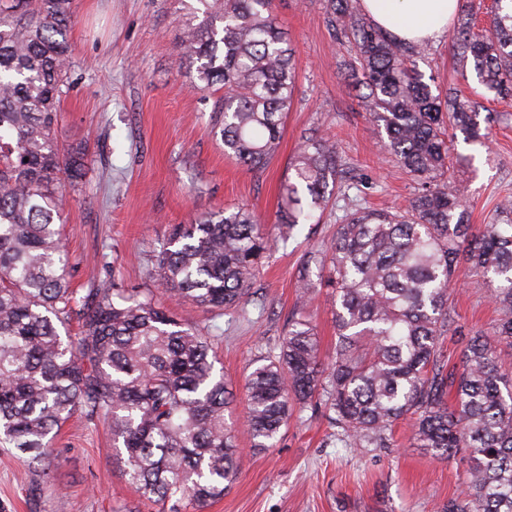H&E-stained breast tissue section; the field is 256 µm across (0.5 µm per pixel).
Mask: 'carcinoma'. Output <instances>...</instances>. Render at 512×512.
Segmentation results:
<instances>
[{"label": "carcinoma", "instance_id": "obj_1", "mask_svg": "<svg viewBox=\"0 0 512 512\" xmlns=\"http://www.w3.org/2000/svg\"><path fill=\"white\" fill-rule=\"evenodd\" d=\"M202 13L180 42L196 65L193 88L224 90L214 126L224 156L258 173L278 149L296 74L272 0H196ZM340 44L355 50L345 79L385 130L381 147L416 181L394 210L355 204L331 240L336 348L320 359L315 325L290 321L278 354L246 381L244 420L255 448L275 445L295 411L319 407L352 448H387L393 427L413 422V444L438 459L468 461L463 496L445 512H512V372L494 341L467 340L460 369L441 345L458 332L450 298L460 262L483 278L502 312L493 335L512 341V200L503 220L465 219L464 188L448 185L450 142L476 143L479 105L434 93L408 44L365 17L358 0H324ZM464 0L450 36L461 69L487 92L512 97V0H495L489 29L474 30ZM75 0H0V444L26 466L27 494L53 481L52 442L77 412L112 430L116 457L141 495L168 512H203L239 475L240 450L226 413L233 402L215 369L211 337L149 289L97 283L76 298L61 255L64 190L85 175L80 146L59 152L56 125L68 85V32ZM282 186L276 226L286 238L318 224L344 175L336 145L311 135ZM272 229L247 204L181 224L156 255L165 294L220 315L244 310ZM311 256L299 270L314 292ZM79 336L63 340L71 314Z\"/></svg>", "mask_w": 512, "mask_h": 512}]
</instances>
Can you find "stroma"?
<instances>
[{
  "instance_id": "1",
  "label": "stroma",
  "mask_w": 512,
  "mask_h": 512,
  "mask_svg": "<svg viewBox=\"0 0 512 512\" xmlns=\"http://www.w3.org/2000/svg\"><path fill=\"white\" fill-rule=\"evenodd\" d=\"M194 0H76L68 40L69 89L60 104V147H84L87 174L67 187L63 247L70 281L79 290L116 280L125 288L158 289L150 270L172 225L240 204L275 222L280 189L302 140L316 133L335 141L346 169L369 174L371 184H349L350 200L399 208L414 194L412 178L377 144L385 131L368 118L363 98L344 77L353 53L336 42L322 0H274L295 49L297 87L278 151L261 173L224 156L212 130L217 92L193 87L196 67L179 60ZM425 81L473 96L474 72H461L447 36L418 59ZM496 119L484 144L456 139L450 182L468 187L467 218L479 226L496 220V207L512 198V100L490 101ZM342 206L322 223L304 225L277 242L253 285L245 311L214 313L190 305L178 312L210 329L224 379L236 394L233 419L246 408L244 383L258 359L276 352L291 319L311 317L322 357L335 349L330 291L320 288L312 307L299 298L298 270L309 253H325ZM452 306L461 335L443 343L449 367H461L466 339L492 335L501 316L482 278L459 269ZM324 412L305 410L291 420L274 447L257 449L238 429L239 476L204 512H443L465 481L462 457L435 458L412 444L410 421L394 428L386 448H348L335 438ZM56 479L29 500L24 465L0 448V512H157L131 485L103 424L74 414L54 441Z\"/></svg>"
}]
</instances>
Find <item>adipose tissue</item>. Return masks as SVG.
Returning <instances> with one entry per match:
<instances>
[{
  "instance_id": "ef3b65f1",
  "label": "adipose tissue",
  "mask_w": 512,
  "mask_h": 512,
  "mask_svg": "<svg viewBox=\"0 0 512 512\" xmlns=\"http://www.w3.org/2000/svg\"><path fill=\"white\" fill-rule=\"evenodd\" d=\"M460 0H360L363 13L397 40L419 43L440 37Z\"/></svg>"
}]
</instances>
